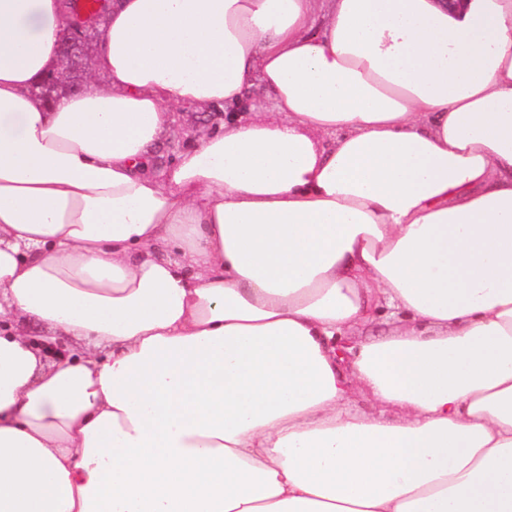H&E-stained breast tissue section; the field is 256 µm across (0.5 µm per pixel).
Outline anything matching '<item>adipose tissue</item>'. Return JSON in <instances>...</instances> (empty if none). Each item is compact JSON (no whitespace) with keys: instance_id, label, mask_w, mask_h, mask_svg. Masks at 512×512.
I'll use <instances>...</instances> for the list:
<instances>
[{"instance_id":"adipose-tissue-1","label":"adipose tissue","mask_w":512,"mask_h":512,"mask_svg":"<svg viewBox=\"0 0 512 512\" xmlns=\"http://www.w3.org/2000/svg\"><path fill=\"white\" fill-rule=\"evenodd\" d=\"M66 27L0 0V512H512V0H112L48 103ZM175 112H179L176 123L153 152V167L157 174L171 164L179 153L191 148L200 132L217 130L224 123V109L218 107L201 112L195 106L185 105Z\"/></svg>"}]
</instances>
